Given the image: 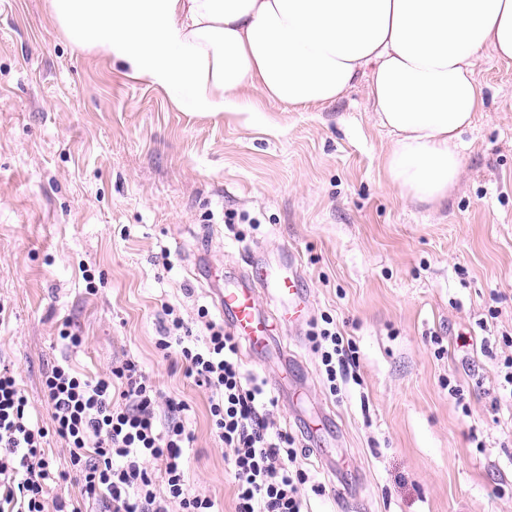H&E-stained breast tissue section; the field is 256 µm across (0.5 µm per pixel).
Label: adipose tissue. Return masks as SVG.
Returning <instances> with one entry per match:
<instances>
[{
	"instance_id": "1",
	"label": "adipose tissue",
	"mask_w": 512,
	"mask_h": 512,
	"mask_svg": "<svg viewBox=\"0 0 512 512\" xmlns=\"http://www.w3.org/2000/svg\"><path fill=\"white\" fill-rule=\"evenodd\" d=\"M66 38L119 62L184 112H251V93L296 111L368 75L394 137L389 185L442 206L461 133L486 103L473 65L512 62V0H51Z\"/></svg>"
}]
</instances>
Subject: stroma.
I'll list each match as a JSON object with an SVG mask.
<instances>
[{"label": "stroma", "instance_id": "35a3bbf8", "mask_svg": "<svg viewBox=\"0 0 512 512\" xmlns=\"http://www.w3.org/2000/svg\"><path fill=\"white\" fill-rule=\"evenodd\" d=\"M475 79L486 109L461 135L455 193L433 209L387 183L392 137L367 79L319 112L256 93L250 114L184 112L73 46L48 0H0V354L54 469L69 461L45 372L65 358L94 379L131 359L189 406L188 492L235 512L211 392L156 342L168 307L205 341L198 310L218 319L219 276L246 271L249 252L291 251L311 313L278 325L283 354L239 358L278 398L271 419L296 439L313 512H512V64L484 53ZM324 315L353 340L362 378L335 395L310 338ZM65 326L81 347L63 343ZM321 415L325 431L307 435Z\"/></svg>", "mask_w": 512, "mask_h": 512}]
</instances>
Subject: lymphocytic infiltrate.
<instances>
[{
	"instance_id": "lymphocytic-infiltrate-1",
	"label": "lymphocytic infiltrate",
	"mask_w": 512,
	"mask_h": 512,
	"mask_svg": "<svg viewBox=\"0 0 512 512\" xmlns=\"http://www.w3.org/2000/svg\"><path fill=\"white\" fill-rule=\"evenodd\" d=\"M198 315L209 331L204 346L183 335L177 316L157 346L178 347L188 376L211 392L212 430L231 452L236 512H309L302 492L309 477L296 465L294 440L270 421L276 398L264 380L242 373L238 337L209 321L208 309ZM311 338L331 391L359 381L353 344L333 318L314 326ZM43 397L85 501L102 502L106 512H212L210 498L188 494L185 487L183 450L191 435L181 415L187 406L174 398L159 402L138 364L125 361L92 382L59 362L45 377ZM46 436L34 424L13 372L0 367V512H45L52 475ZM154 462L164 467L161 491L150 469Z\"/></svg>"
}]
</instances>
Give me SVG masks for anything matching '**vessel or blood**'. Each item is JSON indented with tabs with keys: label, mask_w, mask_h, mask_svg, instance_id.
Returning a JSON list of instances; mask_svg holds the SVG:
<instances>
[{
	"label": "vessel or blood",
	"mask_w": 512,
	"mask_h": 512,
	"mask_svg": "<svg viewBox=\"0 0 512 512\" xmlns=\"http://www.w3.org/2000/svg\"><path fill=\"white\" fill-rule=\"evenodd\" d=\"M301 283L294 254H283L274 270L268 268L265 261L254 260L244 280L228 284L220 293L218 308L233 332L258 352L272 345L271 330L275 320L292 322L305 316L310 299ZM262 294L270 295L277 302L276 316L261 312L258 297Z\"/></svg>",
	"instance_id": "vessel-or-blood-1"
}]
</instances>
